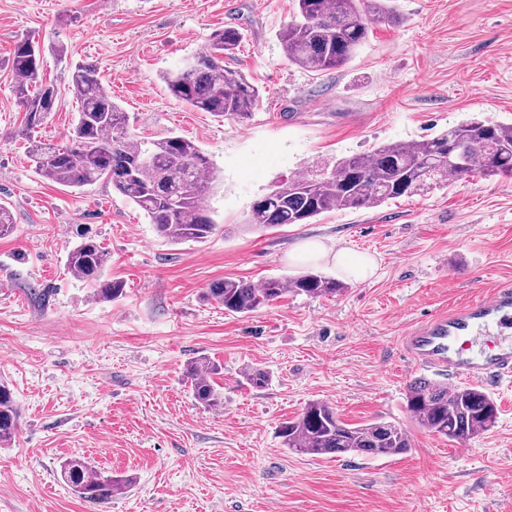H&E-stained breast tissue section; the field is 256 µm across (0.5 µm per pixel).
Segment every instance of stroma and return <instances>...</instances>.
Returning a JSON list of instances; mask_svg holds the SVG:
<instances>
[{
  "mask_svg": "<svg viewBox=\"0 0 512 512\" xmlns=\"http://www.w3.org/2000/svg\"><path fill=\"white\" fill-rule=\"evenodd\" d=\"M0 0V380L14 390L20 430L0 447V512H512V384L492 393L490 430L464 443L418 426L405 398L420 378L407 333L428 315L512 284V179L472 172L421 195L308 224L256 231L251 203L273 185L381 144L429 138L473 115L512 122V0H397L347 65L310 72L288 63L278 31L295 0ZM242 33L224 57L262 91L247 122L180 104L161 75L206 50L214 31ZM38 43L55 112L23 135L7 60ZM63 45L64 57L54 48ZM95 65L134 132L194 141L220 172L208 201L217 233L202 244L158 237L110 183L80 189L43 179L34 140H65L79 102L69 67ZM108 253L122 297L101 301L69 269L81 237ZM318 239L366 252L364 282L335 297L288 294L230 314L201 294L216 281L258 283L333 265L289 259ZM222 366L224 408L198 404L183 372ZM269 372L266 386L246 373ZM323 400L350 424H400L413 448L396 457L299 455L281 422ZM72 456L134 477L100 502L75 497L61 474Z\"/></svg>",
  "mask_w": 512,
  "mask_h": 512,
  "instance_id": "1",
  "label": "stroma"
}]
</instances>
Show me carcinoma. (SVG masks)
Returning <instances> with one entry per match:
<instances>
[{
	"mask_svg": "<svg viewBox=\"0 0 512 512\" xmlns=\"http://www.w3.org/2000/svg\"><path fill=\"white\" fill-rule=\"evenodd\" d=\"M396 18L392 0H297L294 19L279 36L289 63L322 72L350 62L369 38L372 24ZM241 38L233 27L218 30L204 52L165 72L162 79L172 97L198 112L242 123L250 120L259 106L260 90L245 75L224 67V54ZM31 43L28 37L19 39L10 58L27 131L41 126L54 111L56 103L49 94L57 91L43 79L40 63L30 60L25 46ZM71 87L80 106L66 142L30 144V158L39 173L75 188L112 182L171 243H205L214 236L218 225L209 215L207 200L217 175L207 154L179 135L145 139L133 134L127 113L112 100L93 65L75 66ZM476 168L490 177L512 178V123L473 117L429 139L385 144L369 154L340 158L330 170L292 177L257 197L246 223L260 228L306 224L333 210L375 208L388 200L445 188ZM105 263L106 251L93 238L84 239L67 255L68 267L94 288L95 297L111 301L122 296L124 283L103 278ZM343 291L341 282L307 272L270 277L258 285L226 278L212 283L203 299L246 315L289 293L334 297ZM220 371L211 361H194L185 368L195 401L208 410L224 408V392L214 381ZM406 411L420 427L462 443L493 427L498 408L476 387L450 389L420 378L409 386ZM19 425L14 392L1 382L0 444L14 441ZM278 437L288 450L309 455L393 457L412 448L401 426L382 420L348 424L322 400L308 402L296 418L282 422ZM61 472L72 492L88 501L108 500L134 484L133 477L94 470L81 457L65 460Z\"/></svg>",
	"mask_w": 512,
	"mask_h": 512,
	"instance_id": "carcinoma-1",
	"label": "carcinoma"
}]
</instances>
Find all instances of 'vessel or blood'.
I'll return each mask as SVG.
<instances>
[{
	"instance_id": "1",
	"label": "vessel or blood",
	"mask_w": 512,
	"mask_h": 512,
	"mask_svg": "<svg viewBox=\"0 0 512 512\" xmlns=\"http://www.w3.org/2000/svg\"><path fill=\"white\" fill-rule=\"evenodd\" d=\"M512 335V286L469 301L445 314H433L411 330L405 350L416 368L442 377L446 383L466 381L498 386L512 378V343L475 349L478 335Z\"/></svg>"
}]
</instances>
